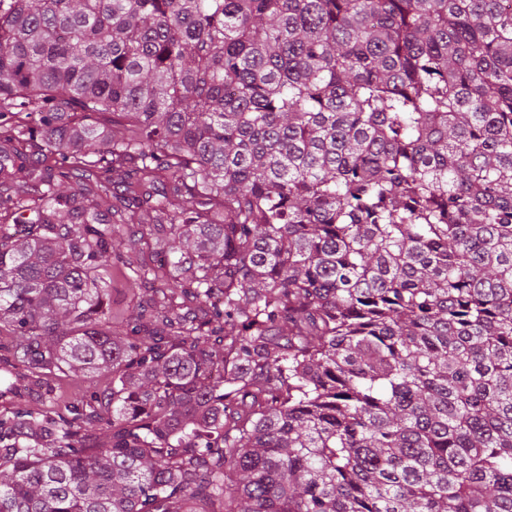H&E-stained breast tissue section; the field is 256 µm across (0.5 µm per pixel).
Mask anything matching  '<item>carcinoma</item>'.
<instances>
[{
  "label": "carcinoma",
  "instance_id": "1",
  "mask_svg": "<svg viewBox=\"0 0 512 512\" xmlns=\"http://www.w3.org/2000/svg\"><path fill=\"white\" fill-rule=\"evenodd\" d=\"M2 330L0 512H512V0H0ZM3 386L0 383V410H11L17 406L20 401H26L30 408L40 409L45 405V397L43 391L37 388L27 390L24 387H19L18 390L12 393L2 392Z\"/></svg>",
  "mask_w": 512,
  "mask_h": 512
}]
</instances>
